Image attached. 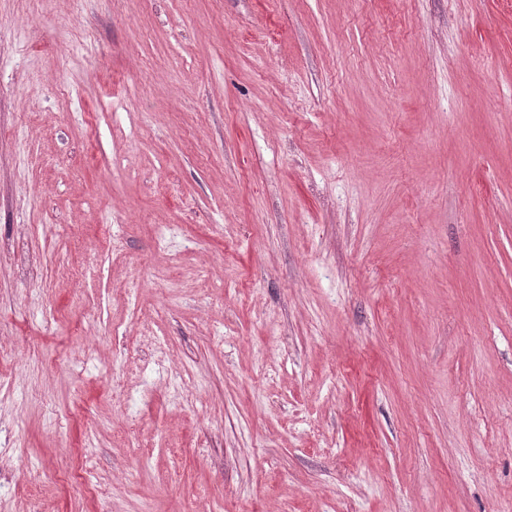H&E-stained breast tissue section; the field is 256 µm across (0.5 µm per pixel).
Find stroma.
Here are the masks:
<instances>
[{
    "instance_id": "1",
    "label": "stroma",
    "mask_w": 512,
    "mask_h": 512,
    "mask_svg": "<svg viewBox=\"0 0 512 512\" xmlns=\"http://www.w3.org/2000/svg\"><path fill=\"white\" fill-rule=\"evenodd\" d=\"M0 512H512V0H0Z\"/></svg>"
}]
</instances>
